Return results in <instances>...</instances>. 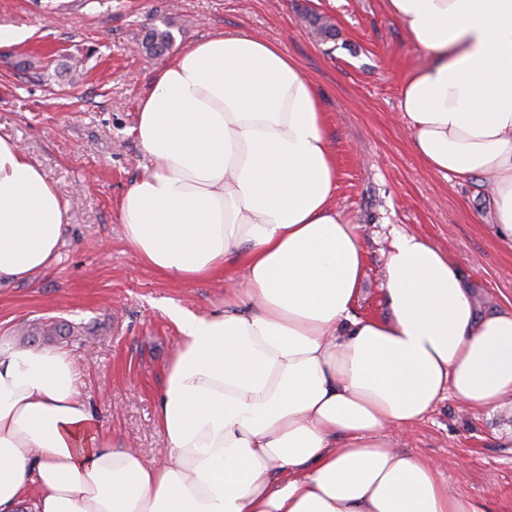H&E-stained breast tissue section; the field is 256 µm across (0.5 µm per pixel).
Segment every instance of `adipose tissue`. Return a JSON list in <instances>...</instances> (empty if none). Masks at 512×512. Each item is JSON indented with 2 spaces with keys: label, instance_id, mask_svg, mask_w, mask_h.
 <instances>
[{
  "label": "adipose tissue",
  "instance_id": "obj_1",
  "mask_svg": "<svg viewBox=\"0 0 512 512\" xmlns=\"http://www.w3.org/2000/svg\"><path fill=\"white\" fill-rule=\"evenodd\" d=\"M427 64L398 108L424 164L490 178L512 244V0H385ZM126 242L166 276L227 270L223 309L169 310L161 462L112 444L66 351L0 340V512H485L389 434L512 397V312L478 313L447 254L395 234L389 320L352 303L364 246L336 209L318 92L271 41L189 44L138 103ZM67 205L0 135V287L58 257Z\"/></svg>",
  "mask_w": 512,
  "mask_h": 512
}]
</instances>
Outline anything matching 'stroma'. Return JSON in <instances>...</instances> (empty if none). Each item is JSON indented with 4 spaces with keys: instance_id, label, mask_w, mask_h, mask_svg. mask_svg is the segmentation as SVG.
I'll list each match as a JSON object with an SVG mask.
<instances>
[{
    "instance_id": "1",
    "label": "stroma",
    "mask_w": 512,
    "mask_h": 512,
    "mask_svg": "<svg viewBox=\"0 0 512 512\" xmlns=\"http://www.w3.org/2000/svg\"><path fill=\"white\" fill-rule=\"evenodd\" d=\"M0 0V134L16 140L69 204L56 263L0 288V338L52 346L74 360L82 398L112 443L158 456L156 394L181 341L167 316L224 304V275L174 280L126 243L118 204L143 152L137 105L169 55L138 44L171 29L174 49L216 32L277 42L316 86L336 157V208L365 249L357 315L389 319L385 262L395 233L415 232L448 254L485 309L512 311V246L493 232L495 203L481 178L447 181L416 155L398 110L404 78L423 61L384 0ZM333 38L316 36L311 14ZM396 448L438 466L489 512H512V401L473 410L448 399Z\"/></svg>"
}]
</instances>
